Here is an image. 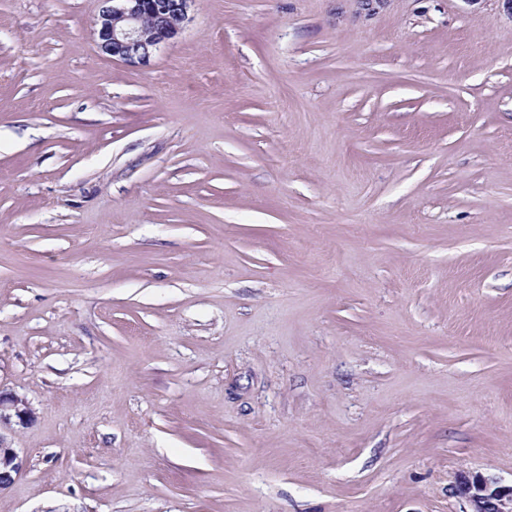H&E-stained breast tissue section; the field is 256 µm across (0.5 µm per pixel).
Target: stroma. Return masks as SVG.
<instances>
[{"label":"stroma","mask_w":512,"mask_h":512,"mask_svg":"<svg viewBox=\"0 0 512 512\" xmlns=\"http://www.w3.org/2000/svg\"><path fill=\"white\" fill-rule=\"evenodd\" d=\"M0 0V512H468L512 484V9ZM94 23L99 51L129 65H146L161 44L178 36L196 0H102ZM35 419V412L22 396L0 387V492L10 488L24 473L26 460L12 447L8 435ZM453 494L466 501L470 512H511L512 485H500L482 474H461L453 485Z\"/></svg>","instance_id":"35a3bbf8"}]
</instances>
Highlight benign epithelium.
Returning a JSON list of instances; mask_svg holds the SVG:
<instances>
[{
    "label": "benign epithelium",
    "mask_w": 512,
    "mask_h": 512,
    "mask_svg": "<svg viewBox=\"0 0 512 512\" xmlns=\"http://www.w3.org/2000/svg\"><path fill=\"white\" fill-rule=\"evenodd\" d=\"M196 0H102L94 23L99 51L129 65L147 64L161 44L178 36ZM35 412L22 396L0 387V492L24 473L26 460L8 435L32 423ZM453 494L471 512H512V485L482 474H461Z\"/></svg>",
    "instance_id": "1"
}]
</instances>
